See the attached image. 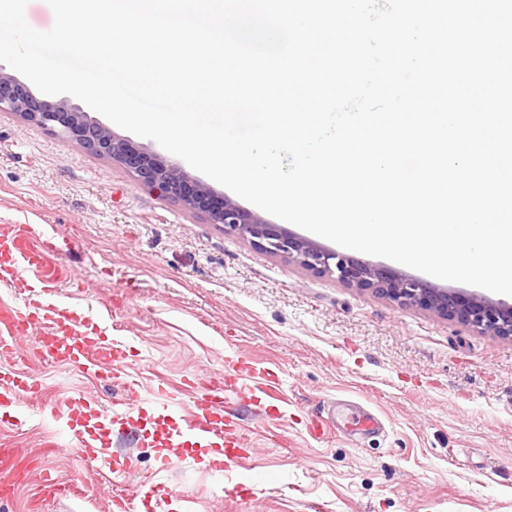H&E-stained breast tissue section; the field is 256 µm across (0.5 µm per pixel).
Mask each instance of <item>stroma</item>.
I'll use <instances>...</instances> for the list:
<instances>
[{
	"mask_svg": "<svg viewBox=\"0 0 512 512\" xmlns=\"http://www.w3.org/2000/svg\"><path fill=\"white\" fill-rule=\"evenodd\" d=\"M0 224L75 238L58 259L60 286L123 337L145 411L162 380L174 419L187 417L229 357L254 363L251 388L278 380L274 401L228 393L245 453L223 470L210 446L164 444L143 419L128 438L111 434V466L92 465L57 439L51 417L17 411L0 423V443L29 453L54 442L44 468L82 494L42 499L34 469L0 512H109L139 481L162 512H512V338L268 254L11 112H0ZM26 369L52 406L80 396L106 418L122 394L120 382L62 364L33 357ZM358 405L381 416L383 433L340 425ZM317 417L328 424L320 439L308 433Z\"/></svg>",
	"mask_w": 512,
	"mask_h": 512,
	"instance_id": "obj_1",
	"label": "stroma"
}]
</instances>
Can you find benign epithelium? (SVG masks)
I'll use <instances>...</instances> for the list:
<instances>
[{"mask_svg":"<svg viewBox=\"0 0 512 512\" xmlns=\"http://www.w3.org/2000/svg\"><path fill=\"white\" fill-rule=\"evenodd\" d=\"M0 112H14L77 142L92 154L112 159L135 174L143 185L179 200L189 209L207 213L212 223L222 224L225 230L250 239L267 253L286 256L318 274L334 275L350 286L371 289L399 305L421 306L475 328L512 337V305L476 294L466 299L436 284L326 251L266 222L227 196L217 203L214 190L192 179L179 163H166L135 148L81 108L64 100L51 102L39 97L1 70Z\"/></svg>","mask_w":512,"mask_h":512,"instance_id":"7a95c632","label":"benign epithelium"}]
</instances>
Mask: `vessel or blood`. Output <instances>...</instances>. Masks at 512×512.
<instances>
[{
  "instance_id": "1",
  "label": "vessel or blood",
  "mask_w": 512,
  "mask_h": 512,
  "mask_svg": "<svg viewBox=\"0 0 512 512\" xmlns=\"http://www.w3.org/2000/svg\"><path fill=\"white\" fill-rule=\"evenodd\" d=\"M73 248L70 238L51 235L36 224H0V406L11 408L21 401H35L40 386L23 369L30 354L47 363H66L99 380L118 377L128 355L123 342L103 336L93 316L72 307L58 288L59 272L52 257ZM252 366L235 359L226 374L216 375L185 421V433L212 445H235L236 438L224 420L226 392L250 395L242 383ZM96 410L83 398L69 400L57 417L65 428L77 431L78 445L92 450L100 434L82 430L83 420ZM350 427L368 434L384 423L373 411L362 409L347 417ZM154 491L136 490L114 496L115 512H155Z\"/></svg>"
}]
</instances>
